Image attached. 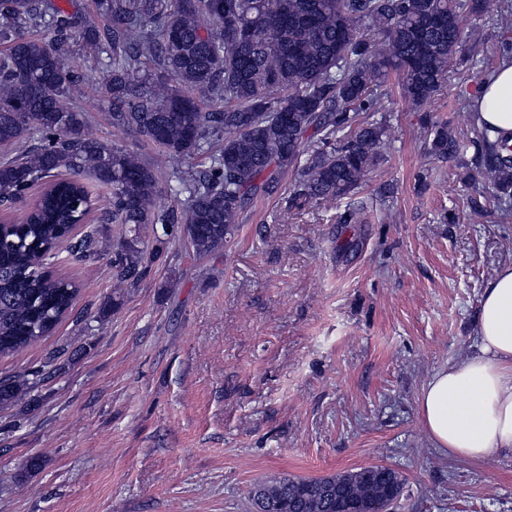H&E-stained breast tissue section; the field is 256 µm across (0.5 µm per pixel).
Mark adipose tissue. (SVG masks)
Listing matches in <instances>:
<instances>
[{
  "instance_id": "obj_1",
  "label": "adipose tissue",
  "mask_w": 512,
  "mask_h": 512,
  "mask_svg": "<svg viewBox=\"0 0 512 512\" xmlns=\"http://www.w3.org/2000/svg\"><path fill=\"white\" fill-rule=\"evenodd\" d=\"M470 101L478 126L512 139V60L501 61ZM473 334V351L436 371L417 407L434 447L479 460L512 452V264L488 280Z\"/></svg>"
}]
</instances>
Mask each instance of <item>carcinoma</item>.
Listing matches in <instances>:
<instances>
[{
	"mask_svg": "<svg viewBox=\"0 0 512 512\" xmlns=\"http://www.w3.org/2000/svg\"><path fill=\"white\" fill-rule=\"evenodd\" d=\"M464 32L457 0H95L84 12L0 0V146L15 149L0 160V198L41 185L24 220L0 224V351L38 343L72 309L78 286L46 274L44 261L93 205L84 173L111 190L107 220L126 228L114 253L119 283L160 255L146 253L145 229L160 243L177 228L196 255H211L230 242L248 200L290 170L309 199L355 194L386 137L380 120L353 127L358 113L380 110L375 87L397 71L405 99L422 106L445 85ZM78 42L101 56L113 127L165 160L209 159L203 171L169 175L178 209L152 208L163 165L88 136L76 105ZM427 130L432 155H458L447 124L430 120ZM472 143L481 154L469 185L512 194V147L487 128ZM40 381L38 372L1 379L0 407ZM404 486L398 471L375 465L258 482L250 497L256 512H339L352 501L381 509Z\"/></svg>",
	"mask_w": 512,
	"mask_h": 512,
	"instance_id": "1",
	"label": "carcinoma"
}]
</instances>
